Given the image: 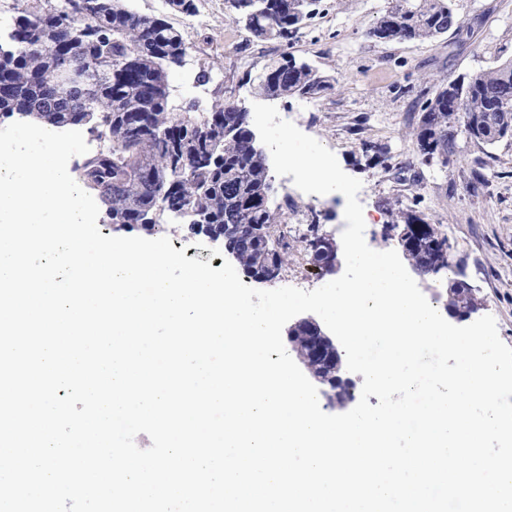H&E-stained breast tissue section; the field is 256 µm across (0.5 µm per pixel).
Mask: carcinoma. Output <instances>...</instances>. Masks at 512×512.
<instances>
[{
	"label": "carcinoma",
	"instance_id": "cac0c4a2",
	"mask_svg": "<svg viewBox=\"0 0 512 512\" xmlns=\"http://www.w3.org/2000/svg\"><path fill=\"white\" fill-rule=\"evenodd\" d=\"M83 15L61 26L59 0H13L15 17L6 44H0V119L31 118L56 128L89 126L109 142L105 152L85 157L76 166L84 190L95 195L103 221L114 229L139 227L165 232L150 222L155 209L153 191L140 188V178L165 177L174 190L162 187L172 203L185 206L201 224L224 225V252L242 268L247 278L265 273L270 253L278 255V276L299 259L313 264L310 238L314 225L303 234L301 248L280 244L281 207L272 206V183L264 150L256 145L245 108L217 100L206 112H173L168 99L169 75L192 43L165 20L143 15L129 0H85ZM232 23L258 40L292 39L315 13L316 0H227ZM459 22L458 0H390L370 35L386 42L434 39L439 28ZM73 54L80 60L105 67L112 78L88 88L92 108L47 106L55 93L52 72L56 58ZM285 56L258 76L257 89L268 96L308 97L324 88L318 71L308 63L291 65ZM468 90L460 103L442 85L425 101L416 139L422 162L430 164L448 155V142L459 127V113L472 118L471 140L494 145L509 137L512 125V60L484 70L465 81ZM141 114L142 126L134 132L128 113ZM209 150L219 161L196 163ZM423 220L402 209L394 213L392 228L410 229ZM443 244L430 259V240ZM408 260L418 267L434 262L448 276L443 307L467 313L482 305L477 293L456 283L448 265V237L435 227L411 234Z\"/></svg>",
	"mask_w": 512,
	"mask_h": 512
}]
</instances>
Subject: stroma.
<instances>
[{"mask_svg": "<svg viewBox=\"0 0 512 512\" xmlns=\"http://www.w3.org/2000/svg\"><path fill=\"white\" fill-rule=\"evenodd\" d=\"M388 2L320 0L316 14L287 42L257 40L229 22L227 0H195L190 15L155 0L132 5L164 19L193 45L170 73L173 111L193 102L203 112L219 98L252 108L260 96L249 75L286 53L315 66L326 89L272 104L361 181L358 200L374 219L365 228L367 245L397 249L388 226L398 207L439 227L452 245L455 268L483 300L482 314L495 318L500 339L512 347V140L488 147L460 134L448 146L447 162L429 165L416 140L421 105L440 85L512 59V0H461L459 29L432 40L380 43L369 31ZM204 69L209 78L202 82ZM476 171L484 179L475 186ZM345 206L333 195H302L288 221L318 223L337 239L346 227Z\"/></svg>", "mask_w": 512, "mask_h": 512, "instance_id": "1", "label": "stroma"}]
</instances>
